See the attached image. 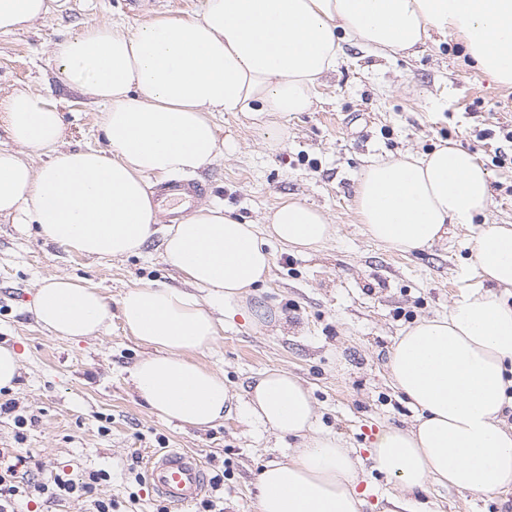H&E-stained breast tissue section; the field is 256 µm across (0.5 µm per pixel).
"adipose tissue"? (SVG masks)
I'll return each instance as SVG.
<instances>
[{
    "instance_id": "obj_1",
    "label": "adipose tissue",
    "mask_w": 512,
    "mask_h": 512,
    "mask_svg": "<svg viewBox=\"0 0 512 512\" xmlns=\"http://www.w3.org/2000/svg\"><path fill=\"white\" fill-rule=\"evenodd\" d=\"M48 0H0V33L46 19ZM459 41L477 70L512 86V0H202L197 16L129 29L104 21L54 44L64 75L105 108L109 149L65 151L35 168L25 150L56 146L61 114L50 99L19 91L0 99V123L18 145L0 150V216L37 225L51 241L98 257L140 253L157 211L145 178L198 170L222 154L216 115L240 112L279 147L284 114L309 111L321 78L351 41L378 54L423 45L431 33ZM354 204L366 235L403 253L442 241L452 224H471L491 205L488 171L474 155L445 145L421 156L370 159ZM477 223V222H476ZM480 225V224H479ZM327 215L299 200L281 202L262 225L203 206L161 242L167 263L192 291L141 285L120 299L122 321L151 346L130 370L135 390L165 419L213 425L234 396L223 378L193 361L218 338L200 293L243 312V294L264 283L274 239L316 250L337 234ZM477 280L447 315L423 318L387 354L390 376L418 412L413 426L380 430L374 467L402 495L387 512H431L414 495L435 479L460 491H512V224L480 225L472 243ZM30 309L55 335L99 333L111 318L100 291L63 276L45 279ZM247 416L299 439L284 461L259 474V512H362L360 461L314 431L315 407L294 375L270 370L247 390Z\"/></svg>"
}]
</instances>
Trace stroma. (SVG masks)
Here are the masks:
<instances>
[{
	"label": "stroma",
	"mask_w": 512,
	"mask_h": 512,
	"mask_svg": "<svg viewBox=\"0 0 512 512\" xmlns=\"http://www.w3.org/2000/svg\"><path fill=\"white\" fill-rule=\"evenodd\" d=\"M127 0H64L47 21L0 34V98L18 90L54 99L64 135L57 150L106 148L102 108L68 81L52 58L55 41L100 21L135 29L168 17L189 18L202 0H142L133 13ZM336 71L323 76L310 111L282 119L283 143L268 150L251 119L217 115L224 156L197 170L211 191L204 202L257 223L281 200L322 208L338 234L323 248L298 253L270 242L273 262L264 285L244 304L259 322L220 319L212 349L195 354L236 393L264 371L283 369L310 389L321 431L342 438L368 458L376 433L405 427L415 412L391 385L387 352L402 330L422 317L446 314L461 288L477 225L452 224L430 249L403 254L372 242L354 209L363 157L422 155L443 144L473 153L491 175L489 220L512 224V164L496 165L504 131L512 129V86L492 82L470 67L461 44L431 35L417 57L369 54L345 43ZM161 235L137 255L97 258L58 246L37 227L0 217V344L20 356L14 387L0 389L16 414H0V448L31 457L43 481L65 471L72 478L103 470L98 493L117 512H177L148 484L138 483L146 449L176 448L199 457L222 482L211 491L219 512H259L254 484L266 463L291 448L273 431L248 421L234 401L222 422L196 428L152 411L132 388L128 370L149 351L128 334L119 300L132 287L186 278L162 256ZM65 275L96 285L113 316L105 332L81 340L55 336L29 309L46 278ZM31 423L17 428L15 415ZM435 512H512V492L473 495L429 481L422 494Z\"/></svg>",
	"instance_id": "stroma-1"
}]
</instances>
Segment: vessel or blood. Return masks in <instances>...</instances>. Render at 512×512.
Instances as JSON below:
<instances>
[{
  "mask_svg": "<svg viewBox=\"0 0 512 512\" xmlns=\"http://www.w3.org/2000/svg\"><path fill=\"white\" fill-rule=\"evenodd\" d=\"M198 180L172 178L154 190L164 223L178 224L205 195ZM147 476L157 494L176 506H189L211 488V479L202 461L194 454L167 449L154 451L147 458Z\"/></svg>",
  "mask_w": 512,
  "mask_h": 512,
  "instance_id": "b4317fda",
  "label": "vessel or blood"
}]
</instances>
